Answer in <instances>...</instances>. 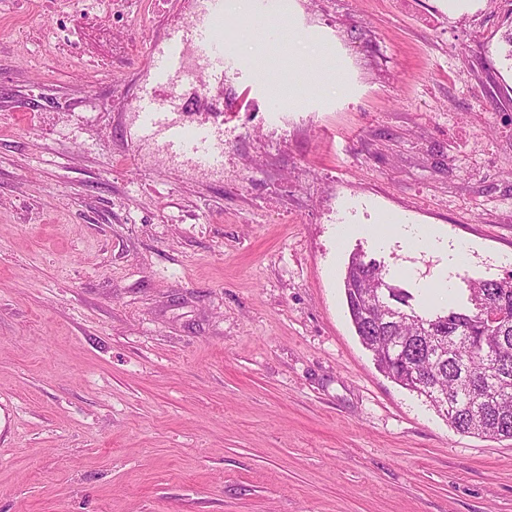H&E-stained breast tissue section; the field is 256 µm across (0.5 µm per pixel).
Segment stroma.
I'll list each match as a JSON object with an SVG mask.
<instances>
[{
  "label": "stroma",
  "mask_w": 512,
  "mask_h": 512,
  "mask_svg": "<svg viewBox=\"0 0 512 512\" xmlns=\"http://www.w3.org/2000/svg\"><path fill=\"white\" fill-rule=\"evenodd\" d=\"M278 13L229 20L223 96L182 90L203 167L142 133L169 90L138 10L0 0V512H512V440L387 377L342 280L360 250L430 306L512 269V8ZM387 215L470 261L378 242Z\"/></svg>",
  "instance_id": "1"
}]
</instances>
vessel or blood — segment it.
I'll use <instances>...</instances> for the list:
<instances>
[{"instance_id": "obj_1", "label": "vessel or blood", "mask_w": 512, "mask_h": 512, "mask_svg": "<svg viewBox=\"0 0 512 512\" xmlns=\"http://www.w3.org/2000/svg\"><path fill=\"white\" fill-rule=\"evenodd\" d=\"M187 40L196 45L199 52L211 61L213 67H223L224 53L220 43L209 27L197 24L170 33L169 53L155 64L158 77H166V75L178 69L181 46ZM143 129L149 134L163 133L165 137L164 147L168 152L190 151L206 163H214L218 160L208 129L199 127L189 130L176 125L169 120L166 111L154 102H147L144 107Z\"/></svg>"}]
</instances>
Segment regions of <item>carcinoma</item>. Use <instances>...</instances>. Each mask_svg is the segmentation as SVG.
I'll return each mask as SVG.
<instances>
[{
    "label": "carcinoma",
    "instance_id": "1",
    "mask_svg": "<svg viewBox=\"0 0 512 512\" xmlns=\"http://www.w3.org/2000/svg\"><path fill=\"white\" fill-rule=\"evenodd\" d=\"M343 283L355 332L388 377L457 432L512 439V271L468 278L466 302L421 311L375 259L353 255Z\"/></svg>",
    "mask_w": 512,
    "mask_h": 512
}]
</instances>
